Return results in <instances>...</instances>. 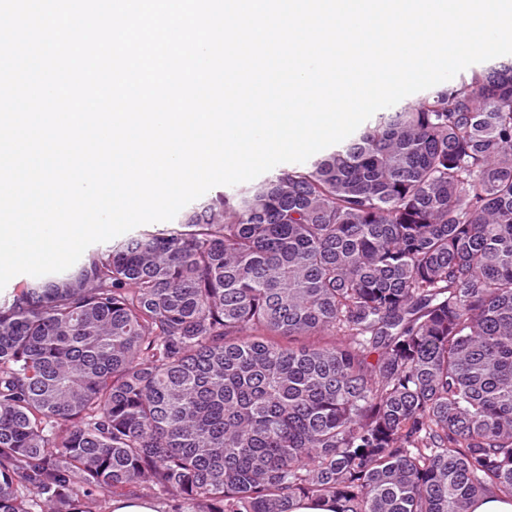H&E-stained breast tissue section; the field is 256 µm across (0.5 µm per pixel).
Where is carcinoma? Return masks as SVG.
Returning a JSON list of instances; mask_svg holds the SVG:
<instances>
[{
	"mask_svg": "<svg viewBox=\"0 0 512 512\" xmlns=\"http://www.w3.org/2000/svg\"><path fill=\"white\" fill-rule=\"evenodd\" d=\"M512 502V61L0 303V512ZM135 493L136 494L128 497L137 498L113 499V501H109L102 510L104 512H156L157 509V512H172L176 508L174 502L169 501L152 491L141 490Z\"/></svg>",
	"mask_w": 512,
	"mask_h": 512,
	"instance_id": "obj_1",
	"label": "carcinoma"
}]
</instances>
